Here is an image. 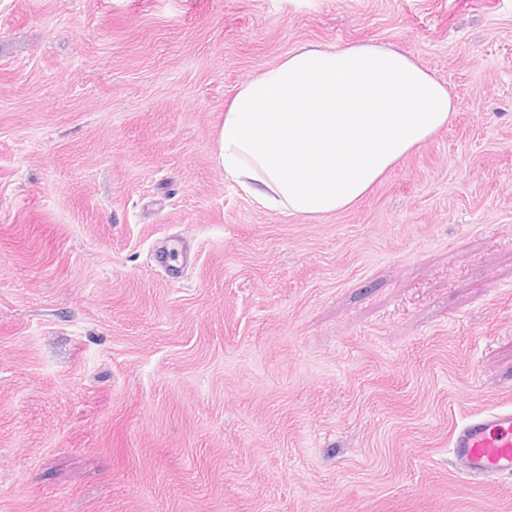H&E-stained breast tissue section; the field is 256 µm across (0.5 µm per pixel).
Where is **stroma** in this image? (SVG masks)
<instances>
[{
	"label": "stroma",
	"instance_id": "stroma-1",
	"mask_svg": "<svg viewBox=\"0 0 512 512\" xmlns=\"http://www.w3.org/2000/svg\"><path fill=\"white\" fill-rule=\"evenodd\" d=\"M356 42L452 122L350 210L259 208L225 102ZM507 406L512 0H0V512H512L448 452Z\"/></svg>",
	"mask_w": 512,
	"mask_h": 512
}]
</instances>
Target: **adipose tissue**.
I'll list each match as a JSON object with an SVG mask.
<instances>
[{"label":"adipose tissue","mask_w":512,"mask_h":512,"mask_svg":"<svg viewBox=\"0 0 512 512\" xmlns=\"http://www.w3.org/2000/svg\"><path fill=\"white\" fill-rule=\"evenodd\" d=\"M454 112L408 52L305 43L227 101L215 159L260 207L314 220L361 202Z\"/></svg>","instance_id":"ef3b65f1"}]
</instances>
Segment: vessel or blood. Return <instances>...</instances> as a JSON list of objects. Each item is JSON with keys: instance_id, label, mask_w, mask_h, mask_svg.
<instances>
[{"instance_id": "vessel-or-blood-1", "label": "vessel or blood", "mask_w": 512, "mask_h": 512, "mask_svg": "<svg viewBox=\"0 0 512 512\" xmlns=\"http://www.w3.org/2000/svg\"><path fill=\"white\" fill-rule=\"evenodd\" d=\"M450 452L466 476H512V408L490 411L457 427Z\"/></svg>"}]
</instances>
